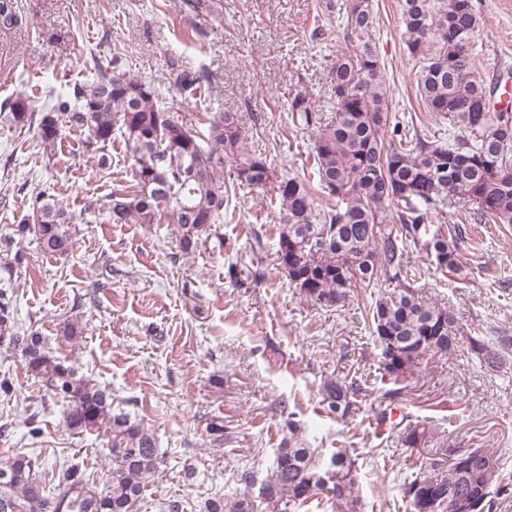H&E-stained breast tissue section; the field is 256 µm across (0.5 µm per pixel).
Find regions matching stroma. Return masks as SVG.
Instances as JSON below:
<instances>
[{"label":"stroma","mask_w":512,"mask_h":512,"mask_svg":"<svg viewBox=\"0 0 512 512\" xmlns=\"http://www.w3.org/2000/svg\"><path fill=\"white\" fill-rule=\"evenodd\" d=\"M19 23L0 29V102L19 93L42 106L46 92L64 94L92 75L79 63L88 47L116 45L133 71L159 85L168 106L202 123L216 112L239 113L249 151L266 154L277 173L312 174L310 133L293 127L288 101L309 93L317 106L331 97L327 67L349 51L326 0H209L193 12L184 0H14ZM480 15L475 46L482 73L512 87V0H474ZM376 47L385 64L396 112L438 125L416 97L417 66L405 51L399 0H373ZM208 78L200 97L182 102L163 83L170 59ZM83 133L64 129L54 159L32 133L0 127V237L45 191L75 218L73 251L42 253L34 236L21 245L13 272L0 268V291L13 300L24 330H35L58 356L94 383L109 386L114 408L151 429L163 458L146 484L139 512H203L204 502L233 487L238 467L264 480L289 421L307 430L314 448L347 449L358 467L365 512H412L402 487L430 449L490 448L512 473V348L498 367L478 358L425 357L412 374L385 375L365 308L369 293L354 288L342 306L300 297L277 268L275 211L260 192L241 190L224 206L223 223L192 255L178 253L171 224H112L106 208L131 179L133 160L122 142L106 169L88 160ZM460 269H423L424 296L453 308L464 331L512 336V224L459 219ZM267 244L262 264L254 235ZM236 277H229V266ZM83 337L68 343L65 323ZM15 392L0 394V460L24 449L46 468L80 463L90 486L103 487L111 464L108 440L76 434L61 420V403L28 375L21 354L0 348V376ZM330 379L360 385L346 419L324 412L321 387ZM43 434L33 439L25 420ZM220 417L224 443L207 432ZM426 436L406 447V426Z\"/></svg>","instance_id":"obj_1"}]
</instances>
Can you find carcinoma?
Returning a JSON list of instances; mask_svg holds the SVG:
<instances>
[{"instance_id": "carcinoma-1", "label": "carcinoma", "mask_w": 512, "mask_h": 512, "mask_svg": "<svg viewBox=\"0 0 512 512\" xmlns=\"http://www.w3.org/2000/svg\"><path fill=\"white\" fill-rule=\"evenodd\" d=\"M342 13L353 52L328 66L333 116L306 93L288 101L292 125L311 133L316 183L278 175L261 153L245 150L236 112H217L198 127L161 101L154 82L123 69L122 52L94 46L81 65L93 80L67 94L49 93L39 109L25 94L0 104V126L27 129L45 152L55 148L62 128L87 132L84 147L105 154L121 135L134 160L133 184L112 193L113 224H173L178 251L188 255L224 222L229 188L257 190L276 204L282 224L277 266L305 300L324 307L345 301L350 289H378L368 308L374 343L385 373L394 380L426 355L477 356L493 367L499 359L481 331H461L453 308L428 302L409 273L407 253H426L436 267L454 272L456 237L432 229L433 218L454 215L457 205L476 207L478 220L512 224V112L495 108L496 86L481 74L475 49L479 27L474 0H401L403 37L419 64L416 95L426 111L446 121L448 135L391 122L390 85L372 38L371 0L328 3ZM18 24L13 0H0V28ZM204 74L171 64L165 83L188 101L201 90ZM326 200L319 208L316 198ZM73 217L52 198L39 197L33 213L20 219L15 235L33 232L51 256L73 248ZM386 290H381V287ZM0 346L21 352L30 372L63 402L62 423L76 434L105 432L112 470L105 489L89 487L77 463L65 461L54 491L46 492L39 458L18 450L0 462V512H137L146 480L162 456L144 423L112 409V390L79 374L56 356L37 332L21 328L9 300L0 296ZM354 388L329 380L323 409L345 418ZM355 461L339 448L329 459L308 445L301 426L288 422L260 493L270 503L297 509L320 491L333 494L350 512L362 508ZM512 494L507 477L484 448H439L435 457L403 484L412 512H463L462 497L493 512L498 496ZM205 512H258L247 493L209 498Z\"/></svg>"}]
</instances>
